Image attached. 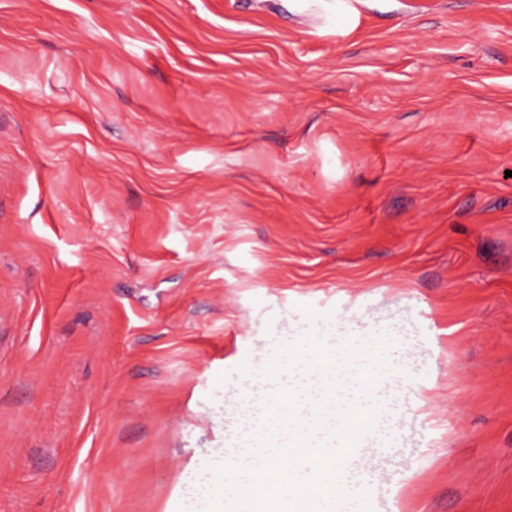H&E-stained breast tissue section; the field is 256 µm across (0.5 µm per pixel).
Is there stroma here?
Masks as SVG:
<instances>
[{"label":"stroma","mask_w":512,"mask_h":512,"mask_svg":"<svg viewBox=\"0 0 512 512\" xmlns=\"http://www.w3.org/2000/svg\"><path fill=\"white\" fill-rule=\"evenodd\" d=\"M356 10L0 0V512H185L311 332L371 512H512V0Z\"/></svg>","instance_id":"35a3bbf8"}]
</instances>
